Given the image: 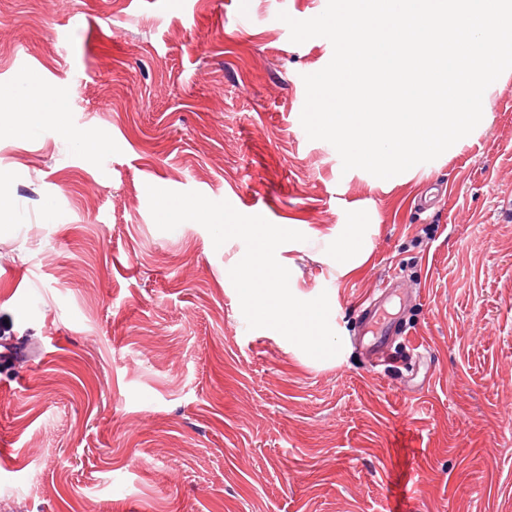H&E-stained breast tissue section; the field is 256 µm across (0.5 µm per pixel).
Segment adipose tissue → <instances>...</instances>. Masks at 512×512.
I'll return each instance as SVG.
<instances>
[{
	"instance_id": "ef3b65f1",
	"label": "adipose tissue",
	"mask_w": 512,
	"mask_h": 512,
	"mask_svg": "<svg viewBox=\"0 0 512 512\" xmlns=\"http://www.w3.org/2000/svg\"><path fill=\"white\" fill-rule=\"evenodd\" d=\"M0 101L9 104L5 126L14 134L27 136L47 125L61 135L69 133L65 99L47 92L38 75L25 74L15 87L0 90ZM369 232L366 224L340 225L334 242L338 275H348L367 261Z\"/></svg>"
}]
</instances>
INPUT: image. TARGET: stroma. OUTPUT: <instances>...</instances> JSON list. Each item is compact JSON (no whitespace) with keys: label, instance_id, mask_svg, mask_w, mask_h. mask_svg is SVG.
Masks as SVG:
<instances>
[{"label":"stroma","instance_id":"35a3bbf8","mask_svg":"<svg viewBox=\"0 0 512 512\" xmlns=\"http://www.w3.org/2000/svg\"><path fill=\"white\" fill-rule=\"evenodd\" d=\"M282 11L319 0H0V88L38 74L86 143L0 134L25 355L0 376V512H512V70L455 153L384 183L308 138L301 75L333 47ZM149 184L295 225L277 258L335 297L339 360L248 329L244 243L159 230ZM340 224L374 227L344 278ZM391 280L406 334L375 366L359 311Z\"/></svg>","mask_w":512,"mask_h":512}]
</instances>
